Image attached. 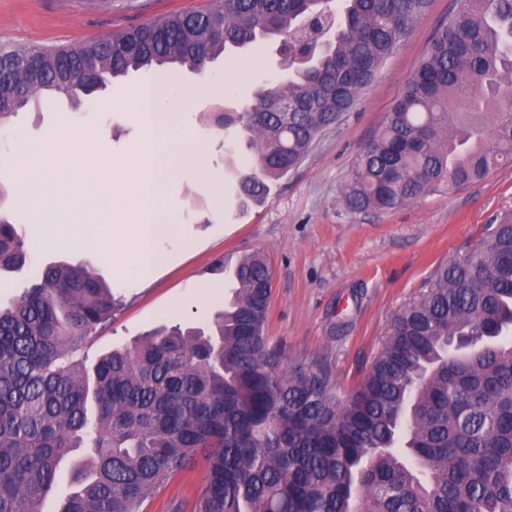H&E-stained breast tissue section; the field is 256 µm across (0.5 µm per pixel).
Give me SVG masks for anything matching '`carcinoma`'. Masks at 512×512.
<instances>
[{
	"instance_id": "carcinoma-1",
	"label": "carcinoma",
	"mask_w": 512,
	"mask_h": 512,
	"mask_svg": "<svg viewBox=\"0 0 512 512\" xmlns=\"http://www.w3.org/2000/svg\"><path fill=\"white\" fill-rule=\"evenodd\" d=\"M332 0H213L78 47H0V126L45 96L75 109L108 78L176 64L197 75L232 48L284 38ZM430 0H341L330 44L254 93L220 126L249 134L234 198L260 202L350 111ZM512 164V0H457L433 33L341 196L391 211ZM32 261L0 215V272ZM214 329L151 331L82 350L112 319V289L82 262H52L0 308V512H146L200 464L174 512H512V212L393 319L342 403L328 374L288 368L270 343L272 270L255 253ZM205 472L201 465L188 476H179L168 484L159 487L147 512H174L173 508L181 500H192L203 486Z\"/></svg>"
}]
</instances>
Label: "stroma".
<instances>
[{"mask_svg": "<svg viewBox=\"0 0 512 512\" xmlns=\"http://www.w3.org/2000/svg\"><path fill=\"white\" fill-rule=\"evenodd\" d=\"M212 0H0V45L79 46L173 11L204 9ZM455 0H432L411 34L384 61L355 107L312 143L304 160L274 181L260 203L236 207L231 199L240 165L230 145L240 131L224 135L221 113L236 111L255 89L278 81L269 43L218 59L205 75L166 66L158 107L180 113L172 139L202 152L204 169L187 165L164 188L176 208L168 218L181 239L167 243L172 262L136 288L113 286L120 302L111 323L97 337L89 359L132 342L145 331L175 322L202 326L229 297L224 264L261 253L273 269L267 333L281 343L288 366L325 367L338 396H347L381 346L394 316L430 286L441 263L464 259L480 238L483 224L512 212V165L450 194H435L387 212H353L341 186L357 154L385 125L395 100L417 69L434 30L447 21ZM206 82L219 92L183 107L181 93ZM92 128L100 140L91 153L61 168L45 153L56 174L45 200L53 229L70 224L109 223L112 195L105 180L86 176L98 153L127 152L138 138L130 115L101 111L95 99L80 109L60 102L27 109L11 118L36 151L59 120ZM209 278L210 298L194 299L189 285ZM205 472L196 467L159 487L148 512H173L193 499Z\"/></svg>", "mask_w": 512, "mask_h": 512, "instance_id": "35a3bbf8", "label": "stroma"}]
</instances>
